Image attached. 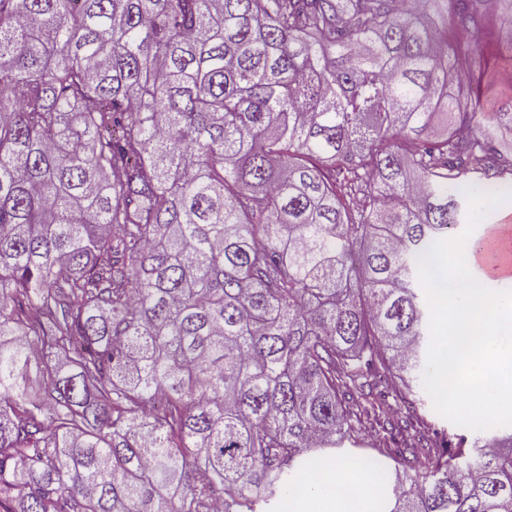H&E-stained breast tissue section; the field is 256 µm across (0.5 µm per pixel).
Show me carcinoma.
Wrapping results in <instances>:
<instances>
[{"label":"carcinoma","instance_id":"cac0c4a2","mask_svg":"<svg viewBox=\"0 0 512 512\" xmlns=\"http://www.w3.org/2000/svg\"><path fill=\"white\" fill-rule=\"evenodd\" d=\"M482 2L0 0V512H260L388 397V512H512L508 428L416 453Z\"/></svg>","mask_w":512,"mask_h":512}]
</instances>
